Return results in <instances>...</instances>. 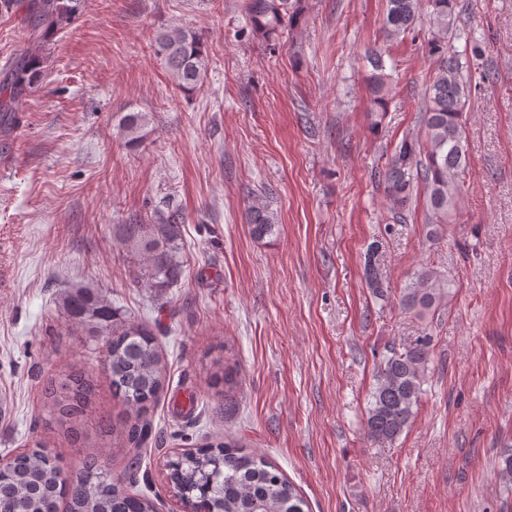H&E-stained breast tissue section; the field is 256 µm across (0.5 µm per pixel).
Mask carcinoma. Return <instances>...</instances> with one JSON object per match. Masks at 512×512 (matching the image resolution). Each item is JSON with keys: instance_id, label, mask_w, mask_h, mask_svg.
Wrapping results in <instances>:
<instances>
[{"instance_id": "1", "label": "carcinoma", "mask_w": 512, "mask_h": 512, "mask_svg": "<svg viewBox=\"0 0 512 512\" xmlns=\"http://www.w3.org/2000/svg\"><path fill=\"white\" fill-rule=\"evenodd\" d=\"M301 0H243V10L252 30L267 42L283 34L285 23H293ZM83 0H26L25 19L34 42L40 44L69 25L80 12ZM428 15L427 47L435 73L426 84L419 106L424 141L402 138L388 158L381 178L385 199L394 214L401 215L423 192L425 221L429 227L451 224L456 218L461 191L460 178L467 168L468 144L463 111L472 95V68L454 46L462 40L471 58L482 56L480 40L461 23L459 0H387L383 23L384 42L410 33ZM157 54L184 93L200 87L207 67L202 35L175 28L157 42ZM385 51L373 49L369 88L372 111H387L390 76ZM44 58L41 48L31 49L0 70V135H11L17 124L19 105L39 86ZM147 117L128 112L121 120L123 136L131 144L145 136ZM246 220L253 238L271 236L276 217L267 198L255 195L248 203ZM179 210H167L145 224L134 220L115 225L114 236L138 261L134 283L150 288L162 300L184 275ZM453 288L431 268L413 273L400 304L420 314L431 310L444 288ZM65 323L84 336L104 337V366L112 395L130 409L121 420L97 418L100 447H110L122 438L129 460L116 477L99 454L83 457L79 475L83 488L68 490L60 459L42 444L14 456L0 469V512H156L153 499L128 491L138 482L139 457L152 433L150 409L165 388L163 352L147 327L112 307L92 288L67 292L59 300ZM430 360V341L420 336L400 349L392 348L379 363L370 395L365 430L372 440L385 443L397 439L416 413ZM239 372L224 364L215 384L224 385V399L239 386ZM96 385L85 369L75 368L52 378L44 388L45 407L51 420L74 435L92 407ZM166 467L174 496L193 500L199 512H309L300 490L273 463L245 450L233 437L207 442L171 457ZM498 479L503 507L512 499V448L498 460Z\"/></svg>"}]
</instances>
